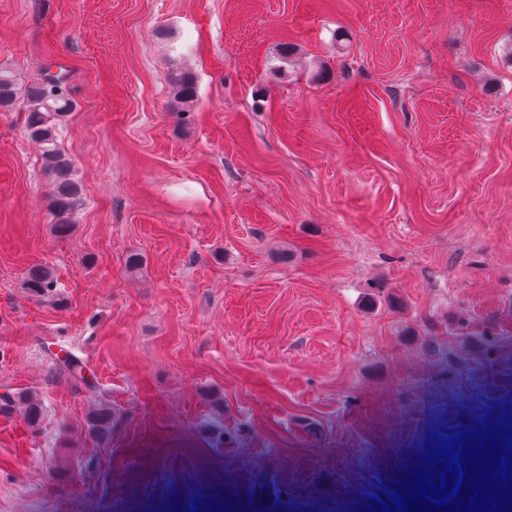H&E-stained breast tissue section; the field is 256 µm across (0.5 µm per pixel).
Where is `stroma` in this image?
I'll list each match as a JSON object with an SVG mask.
<instances>
[{
	"instance_id": "stroma-1",
	"label": "stroma",
	"mask_w": 512,
	"mask_h": 512,
	"mask_svg": "<svg viewBox=\"0 0 512 512\" xmlns=\"http://www.w3.org/2000/svg\"><path fill=\"white\" fill-rule=\"evenodd\" d=\"M511 43L512 0H0V68L67 75L84 200L54 237L24 107L0 109V395L44 408L0 414V512L222 485L341 512L512 404ZM34 265L66 306L28 299ZM98 399L123 414L104 448L76 437ZM170 81L175 91L176 102L182 105L183 112H190L187 107L189 108L194 102L197 89L194 76L190 72H180L171 74ZM18 408L23 415L26 424L30 428H37L43 417V404L33 394H19L16 397L9 394L0 398V413L12 414Z\"/></svg>"
}]
</instances>
